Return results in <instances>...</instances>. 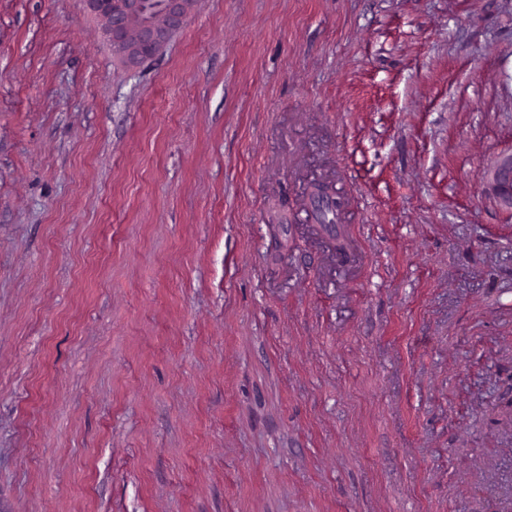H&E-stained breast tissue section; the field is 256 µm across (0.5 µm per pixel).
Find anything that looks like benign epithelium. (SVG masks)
<instances>
[{
  "label": "benign epithelium",
  "instance_id": "obj_1",
  "mask_svg": "<svg viewBox=\"0 0 512 512\" xmlns=\"http://www.w3.org/2000/svg\"><path fill=\"white\" fill-rule=\"evenodd\" d=\"M114 53L129 64L154 56L183 24L186 0H83ZM496 190L512 205V157L495 173Z\"/></svg>",
  "mask_w": 512,
  "mask_h": 512
}]
</instances>
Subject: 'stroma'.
I'll use <instances>...</instances> for the list:
<instances>
[{
    "instance_id": "1",
    "label": "stroma",
    "mask_w": 512,
    "mask_h": 512,
    "mask_svg": "<svg viewBox=\"0 0 512 512\" xmlns=\"http://www.w3.org/2000/svg\"><path fill=\"white\" fill-rule=\"evenodd\" d=\"M508 154L512 0H0V512H512ZM114 53L129 64L154 56L183 24L186 0H83Z\"/></svg>"
}]
</instances>
